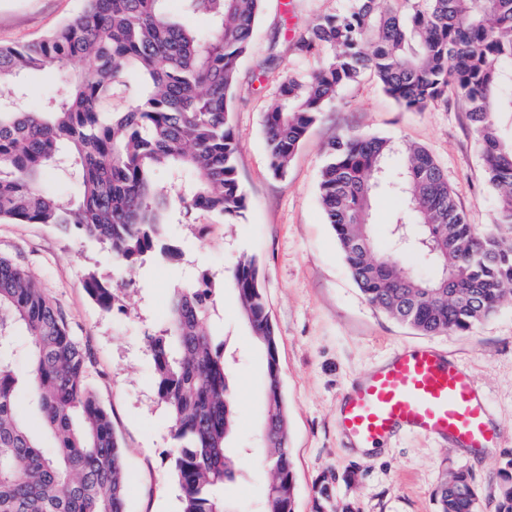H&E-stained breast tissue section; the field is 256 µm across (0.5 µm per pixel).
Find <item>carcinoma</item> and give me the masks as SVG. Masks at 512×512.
I'll return each instance as SVG.
<instances>
[{"label":"carcinoma","mask_w":512,"mask_h":512,"mask_svg":"<svg viewBox=\"0 0 512 512\" xmlns=\"http://www.w3.org/2000/svg\"><path fill=\"white\" fill-rule=\"evenodd\" d=\"M86 0L55 33L0 45V85L46 68L67 79L59 98L34 103L0 92V219L45 224L104 245L120 267L161 254L174 205L233 217L246 208L230 127L239 60L251 48L263 0ZM202 17L199 30L183 19ZM297 55L324 51L321 65L279 82L264 115L270 170L284 174L308 128L342 88L370 72L404 110L469 104L498 223L512 224V142L496 114L512 112V0H349L291 41ZM75 61L88 71L68 74ZM141 78L134 106L112 111L114 91ZM381 137L343 135L327 146L319 195L344 261L369 303L423 336L464 333L497 310L512 285V243L467 222L431 153L409 148L395 170ZM186 177L176 198L156 182ZM48 176L75 185L48 189ZM400 203L389 251L372 256L371 197ZM421 254L423 277L405 258ZM241 309L266 352L262 437L271 481L263 512H294L288 419L277 338L256 260L231 274ZM90 298L105 312L125 302L119 285L90 271ZM215 282L207 274L173 288L157 330L147 336L157 395L175 441L181 512H234L224 486L239 461L227 443L235 428L224 343L211 330ZM24 354L27 372L15 366ZM92 361L65 314L29 271L0 257V512H126L129 478L112 419L89 384ZM438 512H481L472 474L459 471L436 490ZM512 512V476L492 497Z\"/></svg>","instance_id":"cac0c4a2"}]
</instances>
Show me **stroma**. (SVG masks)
I'll return each instance as SVG.
<instances>
[{
  "mask_svg": "<svg viewBox=\"0 0 512 512\" xmlns=\"http://www.w3.org/2000/svg\"><path fill=\"white\" fill-rule=\"evenodd\" d=\"M83 0H0V45H20L61 27ZM346 0H264L252 47L241 60L231 105L239 142L238 177L247 195L241 216L215 219L197 211L172 213L166 241L179 255L116 269L101 244L66 236L44 224L0 221V257L26 267L65 313L70 331L92 357L90 385L112 417L129 476L127 512H180L173 474L174 440L152 379L146 336L163 317L169 291L209 270L220 285L213 302L217 333L235 360L234 447L242 476L228 495L236 512H256L271 474L260 440L265 415L266 355L254 341L224 277L241 256L255 257L277 335V359L288 412V453L295 481L294 512H438L434 491L446 476L469 470L481 498L493 495L512 460V294L470 332L421 336L371 306L351 277L325 220L318 181L329 141L343 134L380 136L396 150L417 145L443 169L457 203L478 231L512 240V224L497 221L481 146L466 102L408 112L372 75L343 88L335 105L308 129L283 176H273L263 115L291 72L316 68L298 57L290 38ZM278 54L271 73L261 71ZM117 279L126 310L102 312L82 282L87 272ZM430 346L475 377L498 447L472 454L438 439L399 433L384 448L360 455L336 423V405L364 375L404 347Z\"/></svg>",
  "mask_w": 512,
  "mask_h": 512,
  "instance_id": "35a3bbf8",
  "label": "stroma"
}]
</instances>
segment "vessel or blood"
I'll return each mask as SVG.
<instances>
[{"label": "vessel or blood", "mask_w": 512, "mask_h": 512, "mask_svg": "<svg viewBox=\"0 0 512 512\" xmlns=\"http://www.w3.org/2000/svg\"><path fill=\"white\" fill-rule=\"evenodd\" d=\"M342 434L381 446L400 430L466 448L496 447L500 433L473 376L427 347L401 349L339 406Z\"/></svg>", "instance_id": "vessel-or-blood-1"}]
</instances>
